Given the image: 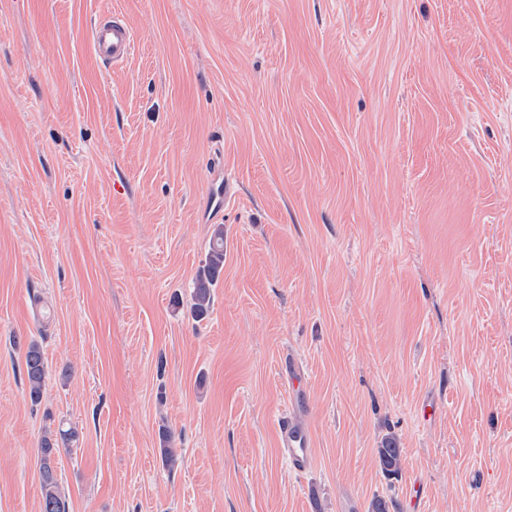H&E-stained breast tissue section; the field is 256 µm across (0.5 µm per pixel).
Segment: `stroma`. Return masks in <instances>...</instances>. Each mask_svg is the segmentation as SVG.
<instances>
[{"label":"stroma","mask_w":512,"mask_h":512,"mask_svg":"<svg viewBox=\"0 0 512 512\" xmlns=\"http://www.w3.org/2000/svg\"><path fill=\"white\" fill-rule=\"evenodd\" d=\"M48 427L70 512H512V0H0V512ZM90 39L96 57L117 67L132 55L137 39L134 29L118 14L100 17L92 26ZM224 269V228L217 226L212 235L205 264L199 269L191 303V314L196 321L209 316L212 303V288L220 279ZM45 374L46 366L42 347L32 339L26 345L23 360V375L32 402H38L42 397ZM279 444L286 448L288 461L296 472H305L310 467L311 439L305 427L284 420L279 427ZM377 462L387 475H396L401 469L402 450L394 438L386 439L377 450Z\"/></svg>","instance_id":"1"}]
</instances>
